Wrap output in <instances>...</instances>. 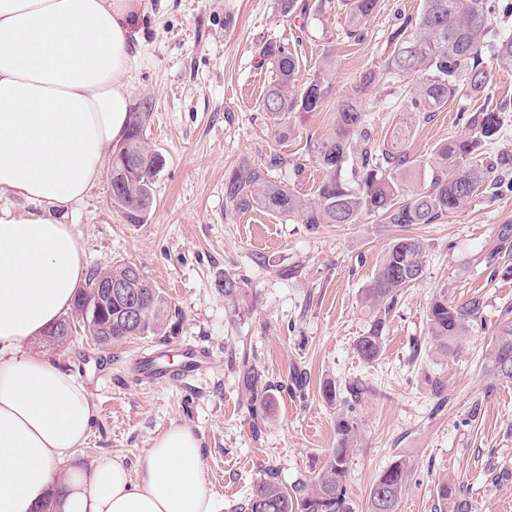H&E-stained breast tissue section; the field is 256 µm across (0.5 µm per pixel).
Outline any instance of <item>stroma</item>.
<instances>
[{
    "instance_id": "1",
    "label": "stroma",
    "mask_w": 512,
    "mask_h": 512,
    "mask_svg": "<svg viewBox=\"0 0 512 512\" xmlns=\"http://www.w3.org/2000/svg\"><path fill=\"white\" fill-rule=\"evenodd\" d=\"M305 3V14L286 19L276 0H137L138 41L127 78L131 103L152 102L145 138L165 160L154 202L145 223H126L112 206L106 161L68 221L83 238L88 267L136 263L172 314L162 340L141 336L101 348L81 335L52 350L87 384L97 408L76 457H120L131 465L171 424L188 425L202 441L204 471L222 512H233L266 472L287 486L308 478L337 440L323 380L360 379L368 392L357 410L360 441L348 479L356 512H366L372 485L398 458L412 470L400 512H436V486L450 477L465 487L471 512H512V384L487 374V334L471 333L447 354L432 344L426 317L442 293L455 302L482 298L490 324L512 305V277L493 275L488 262L495 251L512 262V193H482L454 217L406 228L370 216L312 230L295 214L224 208V179L245 162L265 165L272 180L313 196L325 172L310 141L332 128L337 102L360 76L383 68L392 33L418 17L422 0H382L361 42L347 37L340 0L320 12L315 0ZM267 42L294 55L302 85L326 54L335 59L321 107L290 113L284 140L262 109L273 77L260 54ZM407 96L390 82L370 89L375 141L405 117ZM488 100L506 116L485 153L491 160L512 155V71L493 70ZM477 106L463 97L417 122L410 157L427 159L463 135ZM274 155L287 165H270ZM404 234L424 243L425 273L399 296L384 353L368 365L354 350L368 322L362 293L385 249ZM227 274L243 285L234 312L215 286ZM187 348L209 357L194 376L143 379V356L162 352L175 365ZM245 359L281 387L258 425L239 377Z\"/></svg>"
}]
</instances>
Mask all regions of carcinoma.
<instances>
[{
	"label": "carcinoma",
	"mask_w": 512,
	"mask_h": 512,
	"mask_svg": "<svg viewBox=\"0 0 512 512\" xmlns=\"http://www.w3.org/2000/svg\"><path fill=\"white\" fill-rule=\"evenodd\" d=\"M381 0H343L348 37H366V24L379 10ZM512 17V0H423L418 18L406 22L393 35L394 47L384 74L409 88L410 109L415 117H428L448 108L457 98L488 96L491 71L484 65L490 57L502 70H512V30L500 28L493 20ZM262 56L273 67L262 108L279 121L290 112H313L324 97L325 76L332 56L325 57L322 70L303 88L296 89L297 63L288 50L273 43L262 47ZM381 74L370 71L337 108L332 132L313 142V151L325 177L314 197L305 199L289 185L268 177L263 167L239 165L224 184L225 205L245 212L264 209L283 216L297 214L316 229L320 224H359L363 217L379 215L387 224H434L462 210L481 192L512 189V158L483 164L487 146L500 138L504 111L488 103L468 113V134L441 144L425 160H412L407 144L413 123L402 122L389 144L371 138L368 103L363 92ZM151 104L142 101L130 112V124L119 151L112 152V205L129 224L146 221L153 204V187L163 160L152 149L144 131ZM350 176H344L345 168ZM131 263L95 268L86 286L79 289L73 310L88 313V321L101 324L96 316L101 286L108 280L126 278ZM425 271V246L417 238L393 240L363 292L371 311L355 351L370 364L380 359L385 344L388 315L400 292L416 284ZM140 297L134 327L123 322L126 304L112 302V330L101 336L102 345L118 343L133 336H157L166 317L165 301L145 272H140ZM224 299L234 302L241 287L237 278L226 275L217 284ZM432 341L445 352L454 353L464 336L477 328L486 329L483 302L473 297L454 303L444 294L434 298L427 311ZM488 352L489 375L497 382L512 383V306L500 311L491 327ZM245 388L250 392L252 414L261 417L273 405L275 388L262 382V373L248 360L239 366ZM367 386L354 380L339 386L327 379L321 386L324 401L338 408L336 447L315 466L304 482L288 488L271 474L258 480L242 512H355L348 496V464L358 444L356 409ZM412 471L402 461L385 469L373 484L367 512H400L403 492ZM439 512H471L470 503L453 481L437 484Z\"/></svg>",
	"instance_id": "cac0c4a2"
}]
</instances>
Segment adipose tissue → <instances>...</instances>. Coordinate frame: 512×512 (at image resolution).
I'll list each match as a JSON object with an SVG mask.
<instances>
[{
    "instance_id": "obj_1",
    "label": "adipose tissue",
    "mask_w": 512,
    "mask_h": 512,
    "mask_svg": "<svg viewBox=\"0 0 512 512\" xmlns=\"http://www.w3.org/2000/svg\"><path fill=\"white\" fill-rule=\"evenodd\" d=\"M132 0H0V512H218L193 430L174 425L128 469L74 465L96 408L73 373L28 344L72 308L85 245L65 217L129 120Z\"/></svg>"
}]
</instances>
